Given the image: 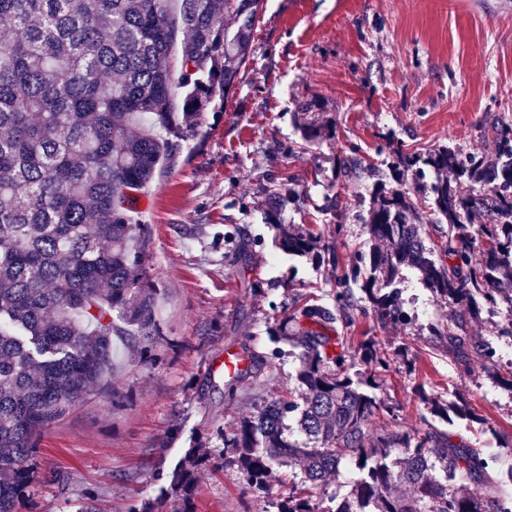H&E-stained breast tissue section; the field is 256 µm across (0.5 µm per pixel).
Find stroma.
<instances>
[{"mask_svg": "<svg viewBox=\"0 0 512 512\" xmlns=\"http://www.w3.org/2000/svg\"><path fill=\"white\" fill-rule=\"evenodd\" d=\"M307 100L335 122L309 147L295 123ZM500 116L512 117V0H265L236 88L215 99L198 134L139 195L162 338L147 352L124 353L111 388L87 395L39 438V483L22 512H61L89 489L99 512H128L156 492L158 473L191 437L216 424L234 429L253 410V388L241 384L227 405L223 388L201 389L209 364L244 343L267 348L275 309L309 299L335 305V272L280 250L278 225L310 226L351 263L372 247L362 218L394 148L490 153L494 142L482 130ZM352 153L371 171L340 174V159ZM271 190L287 199L274 214L264 203ZM228 238L244 247L245 261L225 257ZM400 292L417 295L431 324H382L362 313L352 329L356 338L376 337L391 356L381 393L399 407L398 429L418 427V391L464 401L471 417L436 418L433 426L497 456L494 476L511 489L512 392L502 381L512 363L500 360L495 377L477 364L464 369L434 333L455 325L458 307L437 301L410 270ZM49 469L65 473L66 484L43 482ZM296 481L294 470L275 467L259 498L236 466L209 469L194 509L269 512Z\"/></svg>", "mask_w": 512, "mask_h": 512, "instance_id": "1", "label": "stroma"}]
</instances>
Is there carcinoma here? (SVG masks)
Segmentation results:
<instances>
[{"mask_svg": "<svg viewBox=\"0 0 512 512\" xmlns=\"http://www.w3.org/2000/svg\"><path fill=\"white\" fill-rule=\"evenodd\" d=\"M261 6L180 0L175 20L171 0H0L9 35L0 45V512H18L33 496L36 440L83 396L109 388L112 339L134 351L160 335L157 288L143 272L149 234L131 222L137 193L195 135L212 99L239 81ZM313 107L304 104L298 118L308 146L327 131L309 116ZM484 134L495 143L491 155L442 145L398 151L388 162L393 173L434 174L429 193L441 228L429 244L418 203L381 180L365 220L376 246L346 266L321 236L278 225L284 250L319 253L361 283L362 296L342 288L336 310L305 303L278 321L275 342L297 350V396L254 395L253 414L191 440L157 494L132 512H193L199 472L226 452L258 495L273 466L301 471V488L276 512H320L312 489L347 461L358 475L332 512H512L491 475L497 458L429 425L428 417L463 406L421 392L424 427L369 431L398 418L377 393L388 356L373 336L350 352L329 335L334 323L355 325L360 300L381 322L408 323L397 289L405 268L470 318L483 304L512 315V118H496ZM365 170L355 154L340 160L348 178ZM466 318L459 332L439 336L457 360L475 357L492 373L496 351L461 332ZM281 355L279 347L243 348L245 366L224 379L225 399L235 401L248 378L260 385ZM450 474L474 489L458 493Z\"/></svg>", "mask_w": 512, "mask_h": 512, "instance_id": "cac0c4a2", "label": "carcinoma"}]
</instances>
